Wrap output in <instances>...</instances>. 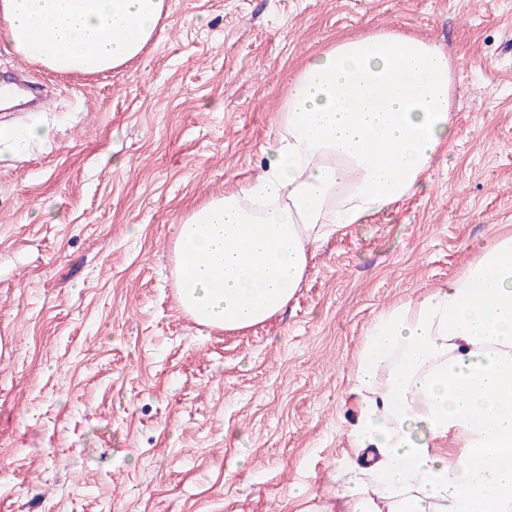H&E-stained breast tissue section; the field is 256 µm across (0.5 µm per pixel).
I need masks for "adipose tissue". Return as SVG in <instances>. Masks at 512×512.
I'll return each mask as SVG.
<instances>
[{
	"label": "adipose tissue",
	"mask_w": 512,
	"mask_h": 512,
	"mask_svg": "<svg viewBox=\"0 0 512 512\" xmlns=\"http://www.w3.org/2000/svg\"><path fill=\"white\" fill-rule=\"evenodd\" d=\"M167 0H0V38L56 73L125 65L164 31ZM447 52L395 31L309 53L254 181L182 219L181 310L241 331L282 312L314 247L423 186L457 134ZM362 476L319 512H512V233L447 287L383 310L352 376Z\"/></svg>",
	"instance_id": "obj_1"
}]
</instances>
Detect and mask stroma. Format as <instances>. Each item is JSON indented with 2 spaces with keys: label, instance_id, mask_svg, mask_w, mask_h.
Returning a JSON list of instances; mask_svg holds the SVG:
<instances>
[{
  "label": "stroma",
  "instance_id": "obj_1",
  "mask_svg": "<svg viewBox=\"0 0 512 512\" xmlns=\"http://www.w3.org/2000/svg\"><path fill=\"white\" fill-rule=\"evenodd\" d=\"M125 67L57 74L0 40V111L49 140L0 164V512H307L356 459L349 395L377 315L512 232V0H168ZM375 29L455 64L457 136L416 196L314 251L278 315L200 332L173 226L260 172L305 57ZM307 495L293 499V484Z\"/></svg>",
  "mask_w": 512,
  "mask_h": 512
}]
</instances>
